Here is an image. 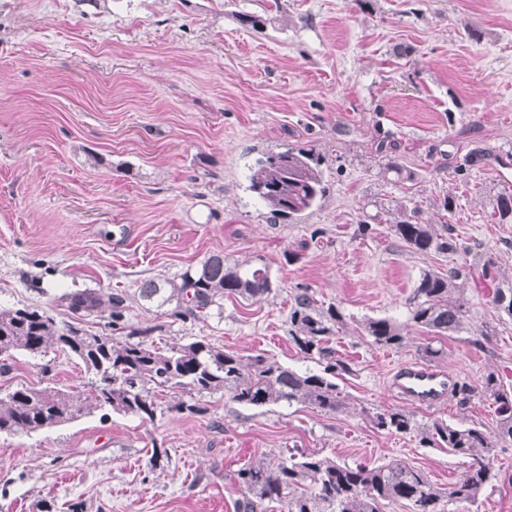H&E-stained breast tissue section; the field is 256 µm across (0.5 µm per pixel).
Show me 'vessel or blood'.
Returning <instances> with one entry per match:
<instances>
[{
	"label": "vessel or blood",
	"mask_w": 512,
	"mask_h": 512,
	"mask_svg": "<svg viewBox=\"0 0 512 512\" xmlns=\"http://www.w3.org/2000/svg\"><path fill=\"white\" fill-rule=\"evenodd\" d=\"M453 385L454 379L446 371L419 363L401 365L391 379L398 398L425 406L445 403Z\"/></svg>",
	"instance_id": "b4317fda"
}]
</instances>
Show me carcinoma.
Instances as JSON below:
<instances>
[{"label":"carcinoma","mask_w":512,"mask_h":512,"mask_svg":"<svg viewBox=\"0 0 512 512\" xmlns=\"http://www.w3.org/2000/svg\"><path fill=\"white\" fill-rule=\"evenodd\" d=\"M324 183L323 158L310 149L291 147L250 166L249 190L275 218L301 216L323 196ZM493 216L498 224H512V193L497 195ZM389 229L404 248L419 254L472 249L451 235L448 224L438 228L421 220L417 207L401 206ZM469 274L464 266L445 272L426 269L408 298L404 319L368 318L359 329L372 344L387 348L402 347L411 328L435 337L458 333L466 313L460 280ZM278 291V280L262 259L232 260L221 253L172 278L145 279L138 286L140 300L158 309L168 306L172 316L194 321L213 311L222 314L226 297L261 301ZM65 300L82 316L110 309L111 332L88 333L61 324L39 307H0V354L9 360L18 354L43 356L50 349L67 352L92 375V391L14 390L0 398V435H31L95 411L152 421L161 410L155 399L160 388L189 390L198 396L222 392L230 402L253 408L296 405L326 414L348 408L336 379L351 372V366L330 346L332 337L347 326V318L341 308L318 301L308 288L289 294L288 340L303 359L316 365L303 371L262 354L224 350L204 338L162 349L152 339L154 328H130L125 294L118 290L106 297L74 293ZM492 304L499 318L512 320V284L494 288ZM480 391L497 405L499 420L492 434L443 419L419 427L409 412L398 408L371 417L379 431H417L427 446L471 458L468 470L449 488L434 486L423 471L398 461L349 465L290 451L274 464L261 459L236 471L242 494L238 512H257L266 502L284 504V512H385L395 503L407 504L412 512H445L446 502L471 504L499 481L496 448L512 444V390L490 372Z\"/></svg>","instance_id":"obj_1"}]
</instances>
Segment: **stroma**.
<instances>
[{
    "label": "stroma",
    "mask_w": 512,
    "mask_h": 512,
    "mask_svg": "<svg viewBox=\"0 0 512 512\" xmlns=\"http://www.w3.org/2000/svg\"><path fill=\"white\" fill-rule=\"evenodd\" d=\"M384 138L404 178L381 177ZM290 147L313 150L326 168L323 197L291 222L248 189L254 159ZM473 151L483 160L465 165ZM510 189L512 0H0L1 307H49L58 322L98 333L108 313L74 314L61 296L119 289L131 322L153 327L159 347L202 337L302 370L286 333L294 288L349 318H399L421 271L471 270L459 333L414 330L398 349L353 327L336 335L356 369L342 382L350 412L246 408L218 392L204 396L206 413L180 414L166 393L151 422L93 414L2 435L0 512H237L235 470L292 448L351 465L400 460L438 486L454 483L469 458L374 429L368 416L400 407L392 373L424 361L431 341L442 349L434 366L455 379L477 386L493 372L512 388V321L491 303L493 285L512 283V224L490 219L494 197ZM403 204L478 251L412 254L384 224L359 235L364 213ZM288 249L298 261L285 263ZM217 252L263 257L282 293L226 299L222 315L200 321L140 301L141 280ZM46 384L87 391L91 376L58 350L0 370V396ZM409 411L489 432L497 422L478 394ZM156 446L168 459L152 469ZM494 464L501 483L460 512H512V445Z\"/></svg>",
    "instance_id": "35a3bbf8"
}]
</instances>
